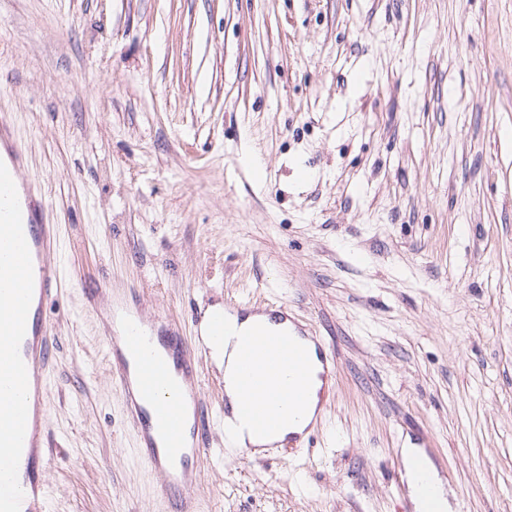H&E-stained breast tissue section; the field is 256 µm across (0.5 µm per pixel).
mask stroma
Instances as JSON below:
<instances>
[{"mask_svg": "<svg viewBox=\"0 0 512 512\" xmlns=\"http://www.w3.org/2000/svg\"><path fill=\"white\" fill-rule=\"evenodd\" d=\"M60 242L49 512H174L103 343L109 282L195 342L286 302L337 359L309 447L234 453L200 363L201 512H512V0H0V114ZM427 467L430 471H432L433 476L438 483V486L440 488V496H439V489L436 486L433 476L430 472H428ZM409 469H415L417 471V477H418V488H417V482L414 475H410L408 478V488L410 490V494L412 496L413 502L415 503V508L420 511V499L422 504V511L424 512H438L439 510L436 507V502L439 497V504L440 508L443 512H450L451 505L448 501V498L446 497V493L443 489V484L441 479L438 477V473L435 470L434 466L430 463V461H427V465L425 461L422 458L414 457L406 463H402V469L400 472V480L401 484L405 485L407 483L406 480V470ZM418 489L420 498L418 495Z\"/></svg>", "mask_w": 512, "mask_h": 512, "instance_id": "35a3bbf8", "label": "stroma"}]
</instances>
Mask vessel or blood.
I'll use <instances>...</instances> for the list:
<instances>
[{
    "label": "vessel or blood",
    "mask_w": 512,
    "mask_h": 512,
    "mask_svg": "<svg viewBox=\"0 0 512 512\" xmlns=\"http://www.w3.org/2000/svg\"><path fill=\"white\" fill-rule=\"evenodd\" d=\"M0 148L5 151L0 159V512H46L52 356L45 307L60 280L48 261L58 234L48 204L20 177L25 150L3 113ZM236 309L282 326L240 340V393L236 403L221 409L224 419L235 420L242 430L268 434L278 423L266 396L270 385L282 381L290 405L303 410L307 380L315 374L330 381L335 355L320 337H313L308 348L296 340L285 302H241ZM105 346L139 458L158 477L162 495L177 501V512H198L195 499L186 494L208 453L194 348L175 326L156 333L127 304L112 306ZM407 466L417 472L423 512H438L439 489L425 461L415 457Z\"/></svg>",
    "instance_id": "1"
}]
</instances>
